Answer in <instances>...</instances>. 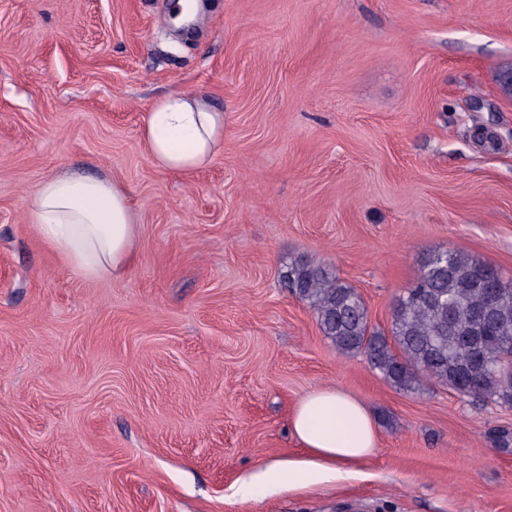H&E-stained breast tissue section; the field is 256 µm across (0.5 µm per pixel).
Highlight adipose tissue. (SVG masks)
<instances>
[{
    "label": "adipose tissue",
    "mask_w": 512,
    "mask_h": 512,
    "mask_svg": "<svg viewBox=\"0 0 512 512\" xmlns=\"http://www.w3.org/2000/svg\"><path fill=\"white\" fill-rule=\"evenodd\" d=\"M141 133L156 166L190 175L223 151L224 114L201 95L171 93L149 105ZM27 220L83 277L117 278L134 263L138 224L128 190L117 179L69 173L48 178L37 186ZM291 429L305 455L269 464L261 472L263 481L311 487L343 479L378 446L369 410L334 385L300 398Z\"/></svg>",
    "instance_id": "obj_1"
}]
</instances>
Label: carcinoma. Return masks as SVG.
<instances>
[{"instance_id":"carcinoma-1","label":"carcinoma","mask_w":512,"mask_h":512,"mask_svg":"<svg viewBox=\"0 0 512 512\" xmlns=\"http://www.w3.org/2000/svg\"><path fill=\"white\" fill-rule=\"evenodd\" d=\"M283 279L315 312L345 355H361L394 386L429 378L476 402L512 404V286L464 253L430 255L392 310L389 333L371 328L354 288L323 264L300 258Z\"/></svg>"}]
</instances>
